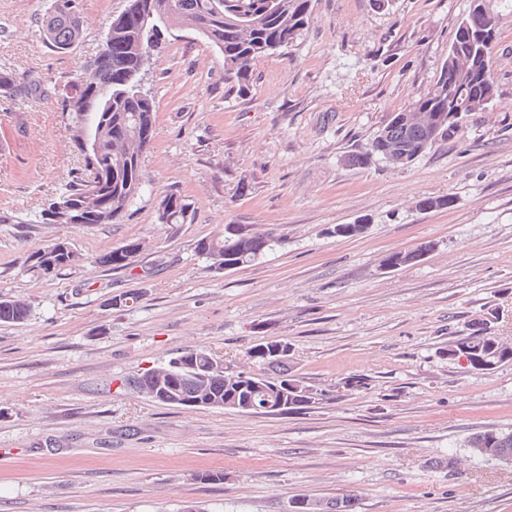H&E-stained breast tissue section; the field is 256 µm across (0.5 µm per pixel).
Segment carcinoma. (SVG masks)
<instances>
[{
    "label": "carcinoma",
    "mask_w": 512,
    "mask_h": 512,
    "mask_svg": "<svg viewBox=\"0 0 512 512\" xmlns=\"http://www.w3.org/2000/svg\"><path fill=\"white\" fill-rule=\"evenodd\" d=\"M42 20L44 42L55 50L60 44H72L80 33L79 18L57 12L55 0ZM312 23V0H127L124 10L112 20L103 39V64L87 86H76L62 96L60 110L72 115L73 139L80 135V123L96 122L92 133L99 135L96 171L82 169L51 198L40 212L42 222L48 216H64L69 206L85 204L86 224H116L141 195L146 184L141 165L143 151L150 145L156 118L154 98L140 94L141 75L137 73L138 52L159 49L169 30L188 28L224 57V72L236 80L240 92L250 89L254 65L263 58L281 53L302 39ZM486 26L485 13L476 8L458 25L454 42L464 44ZM483 44L481 56L470 62H456L453 49L441 65L440 74L431 89L419 95L406 108L408 112H432L445 120L443 130L433 134L424 125H408L392 114L378 131L369 147L348 158L349 163L366 165L377 155L391 161L394 148L407 151L403 167L439 141L453 137L448 132V116L454 111L458 95L466 97L472 112L486 108L494 99V46ZM40 89L36 80H18L8 71H0V94L5 97L35 96ZM191 204L177 191H168L158 203L157 221L171 234L189 223ZM278 238L247 224L224 225V236L202 239L197 254L209 261V268L221 274L225 266L238 268L261 258ZM431 250L425 243L416 249L389 253L384 263L401 268L418 261ZM140 254V240L133 239L103 257V263L114 270L133 266ZM81 257L68 248L59 250L53 244L39 248L26 259L27 270L37 276L72 269ZM29 314V306L20 300H0V322L21 323ZM457 336L448 342L446 354L469 359L468 371L488 374L512 362V344L486 329L474 331L472 342L459 344ZM279 341L258 343L247 351L249 359L265 366L256 374L250 371L228 372L213 366V356L203 350H188L172 362L150 369L129 379L140 393L153 401L174 407H202L243 411L246 405L286 413L308 408L323 397V392L291 373L290 359L274 349ZM473 455L498 464L512 460V430L489 429L477 433L470 441ZM352 499L320 501L302 499L295 512H351Z\"/></svg>",
    "instance_id": "1"
}]
</instances>
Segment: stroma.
Returning a JSON list of instances; mask_svg holds the SVG:
<instances>
[{
    "instance_id": "35a3bbf8",
    "label": "stroma",
    "mask_w": 512,
    "mask_h": 512,
    "mask_svg": "<svg viewBox=\"0 0 512 512\" xmlns=\"http://www.w3.org/2000/svg\"><path fill=\"white\" fill-rule=\"evenodd\" d=\"M312 4L307 33L257 62L245 94L209 44L174 32L145 77L149 184L121 223L79 226L34 220L83 165L58 99L126 0H76L83 30L66 53L42 38L46 0H0V69L44 86L0 97V298L30 307L0 323V512H289L348 495L354 512H512V467L468 449L512 428V363L477 374L444 354L491 310V332L512 342V10L499 11L493 102L409 166L357 167L349 156L434 85L472 0ZM170 189L194 210L173 238L156 221ZM448 196L451 208L418 206ZM228 224L280 241L216 274L195 245ZM337 224L364 231L329 235ZM138 238L152 277L101 263ZM58 239L81 264L26 272L28 253ZM427 242L417 263L384 267ZM121 293L138 299L107 307ZM276 339L318 404L183 409L125 384L186 349L255 372L246 351Z\"/></svg>"
}]
</instances>
